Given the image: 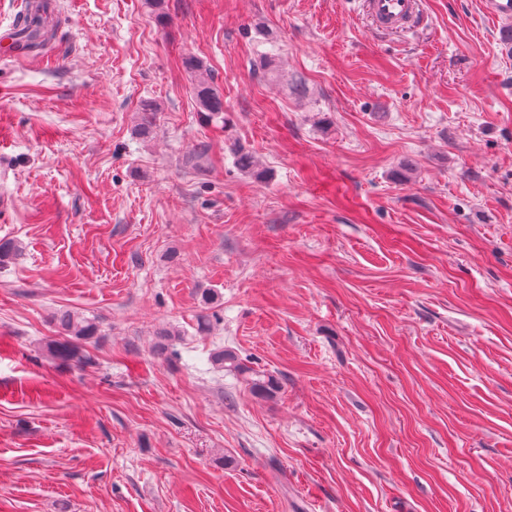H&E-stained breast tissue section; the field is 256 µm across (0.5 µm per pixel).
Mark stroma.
Here are the masks:
<instances>
[{
	"label": "stroma",
	"instance_id": "1",
	"mask_svg": "<svg viewBox=\"0 0 512 512\" xmlns=\"http://www.w3.org/2000/svg\"><path fill=\"white\" fill-rule=\"evenodd\" d=\"M49 2L48 47L0 54V512H512V44L482 0L401 34L364 0ZM62 310L101 327L82 361L48 352ZM183 66L194 77L193 89L199 111L211 121H224V98L212 85L203 63L190 56L184 58Z\"/></svg>",
	"mask_w": 512,
	"mask_h": 512
}]
</instances>
